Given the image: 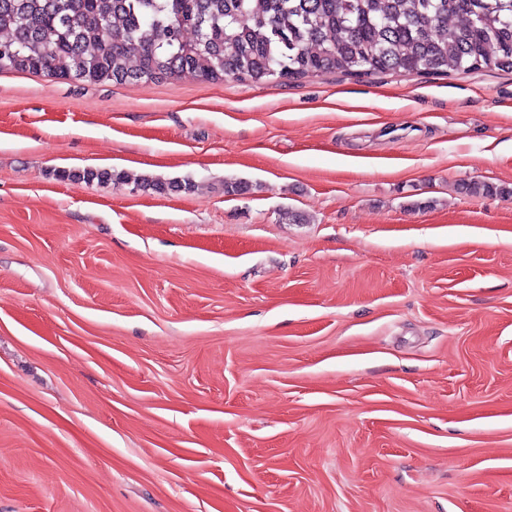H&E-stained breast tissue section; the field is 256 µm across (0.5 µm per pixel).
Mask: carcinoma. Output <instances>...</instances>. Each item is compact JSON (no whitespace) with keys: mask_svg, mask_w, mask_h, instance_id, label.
Here are the masks:
<instances>
[{"mask_svg":"<svg viewBox=\"0 0 512 512\" xmlns=\"http://www.w3.org/2000/svg\"><path fill=\"white\" fill-rule=\"evenodd\" d=\"M464 23L448 29V19ZM512 71V0H0V72L90 83ZM63 180L117 181L106 171ZM153 193L192 182L146 176ZM465 191L506 189L472 182Z\"/></svg>","mask_w":512,"mask_h":512,"instance_id":"carcinoma-1","label":"carcinoma"}]
</instances>
